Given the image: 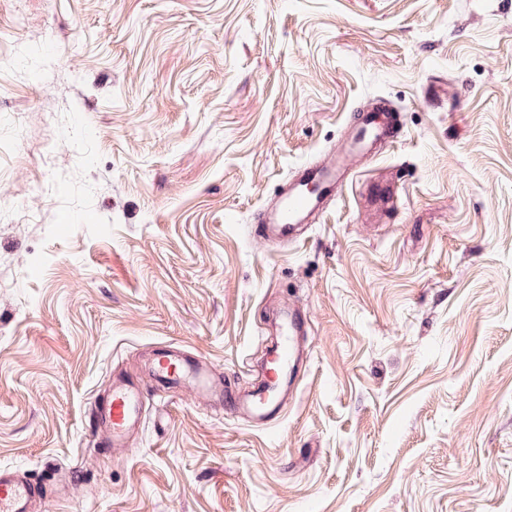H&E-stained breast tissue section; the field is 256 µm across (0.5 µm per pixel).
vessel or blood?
<instances>
[{
  "instance_id": "vessel-or-blood-1",
  "label": "vessel or blood",
  "mask_w": 512,
  "mask_h": 512,
  "mask_svg": "<svg viewBox=\"0 0 512 512\" xmlns=\"http://www.w3.org/2000/svg\"><path fill=\"white\" fill-rule=\"evenodd\" d=\"M396 135V127L385 114L363 113L337 150L298 168L286 181L277 201L264 206L256 235L264 242L289 240L300 227L315 223L333 203L358 162L372 154L378 144ZM302 334L299 311L288 308L279 326V340L270 353L274 367L259 387L246 395L229 394L224 384L214 380L198 360L171 350L154 355L150 374L158 381L191 390L204 398L225 401L233 412L261 422L281 412V382L294 362ZM145 399L135 378L112 381L107 400L95 404L92 410L95 435L103 446L126 447L130 429L141 421ZM48 495L45 481L13 467H0V512H31Z\"/></svg>"
}]
</instances>
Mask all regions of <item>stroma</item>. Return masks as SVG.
<instances>
[{"label": "stroma", "instance_id": "1", "mask_svg": "<svg viewBox=\"0 0 512 512\" xmlns=\"http://www.w3.org/2000/svg\"><path fill=\"white\" fill-rule=\"evenodd\" d=\"M377 103L394 141L256 239ZM287 304L280 417L145 367L176 345L251 390ZM0 466L67 487L40 512H512V0H0ZM146 396L133 377L112 381L105 402H95V435L106 448H127L128 433L141 421Z\"/></svg>", "mask_w": 512, "mask_h": 512}]
</instances>
